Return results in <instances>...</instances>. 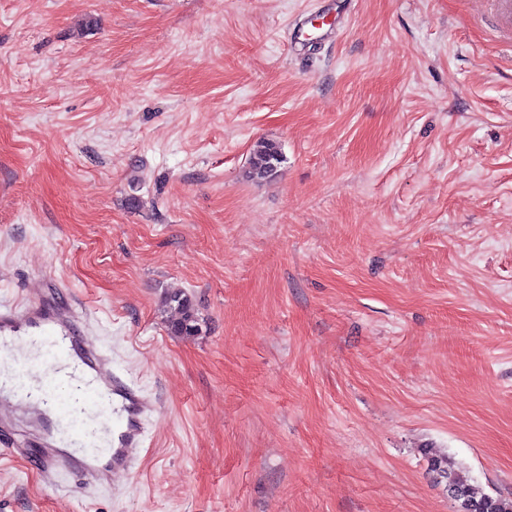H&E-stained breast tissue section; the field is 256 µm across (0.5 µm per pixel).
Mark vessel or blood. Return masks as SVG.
I'll return each mask as SVG.
<instances>
[{"label": "vessel or blood", "mask_w": 512, "mask_h": 512, "mask_svg": "<svg viewBox=\"0 0 512 512\" xmlns=\"http://www.w3.org/2000/svg\"><path fill=\"white\" fill-rule=\"evenodd\" d=\"M59 293L51 283L36 303L0 305V343L41 349L35 358L24 352L11 390L33 432L15 441L14 418L0 410V447L35 457L45 476L65 471L82 485L103 484L130 467L156 402L89 343L73 300Z\"/></svg>", "instance_id": "1"}]
</instances>
